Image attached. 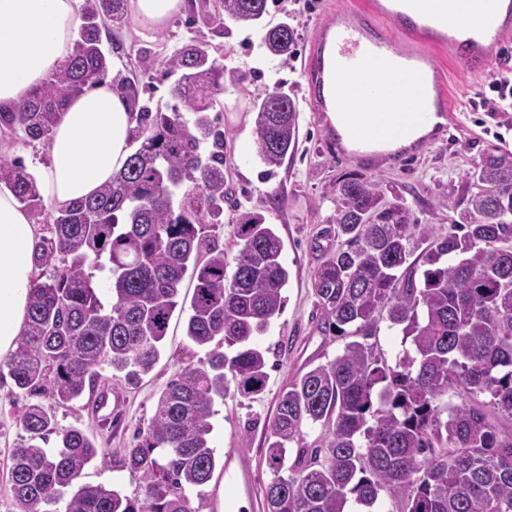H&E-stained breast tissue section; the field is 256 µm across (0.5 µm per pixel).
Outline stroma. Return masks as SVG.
Segmentation results:
<instances>
[{"mask_svg":"<svg viewBox=\"0 0 512 512\" xmlns=\"http://www.w3.org/2000/svg\"><path fill=\"white\" fill-rule=\"evenodd\" d=\"M183 13L164 26L144 29L134 20L102 32L105 49L111 50L121 75L138 72V59L150 55L167 59L189 39L207 43L213 58L227 67L246 72L236 87H227L220 98L224 118V176L233 195L224 204L220 242L227 265H234L239 251L234 236L235 218L249 210L273 224L283 242L281 260L289 272L281 314L257 339L271 366L265 390L252 399L227 396L216 400L212 418V445L218 462L245 468L250 492H239L237 512H265L264 486L271 478L265 459L266 438L276 411L278 396L288 383L311 368L332 361L343 342L321 329V316L312 289L315 270L329 257L323 236L326 219L334 212L332 188L336 179L359 170L390 186L407 199L422 224L448 226V209L440 200L448 190H462L464 177L488 151L512 153V113L493 112L481 106L491 97L489 85L496 78L512 76V37L480 74H469L455 64L447 51L435 59L447 92L451 121L444 131L416 150L394 158L356 160L337 152L330 142L324 113L314 111L307 93L305 64L317 25L326 13L361 8L364 0H271L268 18L288 21L297 32L295 53L283 59L267 54L257 28L233 24L217 33L207 21L215 0H185ZM279 88L298 106V145L271 179L261 177L263 166L254 148L256 113L254 99ZM185 319L173 316L159 362L135 387L113 380L108 395L115 401L111 424L104 425L96 412L97 395L69 406L44 405L54 415L57 431L79 427L97 435L102 454L86 467L83 483L116 487L132 499H144L146 482L141 474L112 467L116 452L133 447L138 433L146 431L156 401L175 373L187 365H201L206 348L194 345L184 330ZM23 403L16 399L10 378L0 379V512H11L8 466L13 448L27 434L19 415Z\"/></svg>","mask_w":512,"mask_h":512,"instance_id":"stroma-1","label":"stroma"}]
</instances>
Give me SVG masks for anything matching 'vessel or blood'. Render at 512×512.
I'll list each match as a JSON object with an SVG mask.
<instances>
[{
	"label": "vessel or blood",
	"instance_id": "1",
	"mask_svg": "<svg viewBox=\"0 0 512 512\" xmlns=\"http://www.w3.org/2000/svg\"><path fill=\"white\" fill-rule=\"evenodd\" d=\"M512 35V0H366L359 11L322 20L306 66L308 95L318 112L336 115V141L351 156L379 153L406 137L417 120L447 118L446 91L433 48L471 73L485 70ZM340 77L358 79L359 109L325 90ZM390 103L389 114L369 107Z\"/></svg>",
	"mask_w": 512,
	"mask_h": 512
}]
</instances>
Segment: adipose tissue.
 <instances>
[{
	"label": "adipose tissue",
	"instance_id": "obj_1",
	"mask_svg": "<svg viewBox=\"0 0 512 512\" xmlns=\"http://www.w3.org/2000/svg\"><path fill=\"white\" fill-rule=\"evenodd\" d=\"M79 0H0V105L41 85L68 57L80 25ZM131 107L109 81L61 112L38 185L54 208L93 196L134 151ZM38 226L0 184V359L17 347L35 280Z\"/></svg>",
	"mask_w": 512,
	"mask_h": 512
}]
</instances>
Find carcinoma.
<instances>
[{
	"label": "carcinoma",
	"mask_w": 512,
	"mask_h": 512,
	"mask_svg": "<svg viewBox=\"0 0 512 512\" xmlns=\"http://www.w3.org/2000/svg\"><path fill=\"white\" fill-rule=\"evenodd\" d=\"M125 0H86L78 37L64 63L9 109L0 133L49 145L60 113L107 76L102 28L124 23ZM268 0H218L210 20L261 26L271 56L291 57L295 29L262 21ZM173 104L141 102L156 60L139 77L116 76L136 112L139 147L94 196L48 210L19 158H0V182L51 237L34 245L45 271L30 291L17 349L0 362L30 399L20 421L27 442L9 467L13 512H204L202 487L217 467L210 446L216 398L261 393L269 378L256 345L283 309L288 269L282 240L259 213L236 217L240 249L224 261V85L244 80L190 40L163 63ZM257 157L272 175L297 144V107L282 90L254 101ZM466 196L448 206V231L420 224L398 192L362 173L338 177L336 251L313 275L324 332L340 337L336 358L293 381L279 398L266 463L267 512H512V155L488 153L465 175ZM421 253L425 269L410 260ZM92 266L108 272L110 301ZM194 282L179 306L185 277ZM189 310L186 336L207 347L206 365L183 368L161 393L141 441L112 460L141 473L143 500L106 485H82L99 450L83 430L53 434L58 405L94 391L101 371L137 384L157 364L176 310ZM402 334L392 362L374 338ZM455 396L450 407L444 399ZM322 429L318 444L307 430Z\"/></svg>",
	"instance_id": "obj_1"
}]
</instances>
